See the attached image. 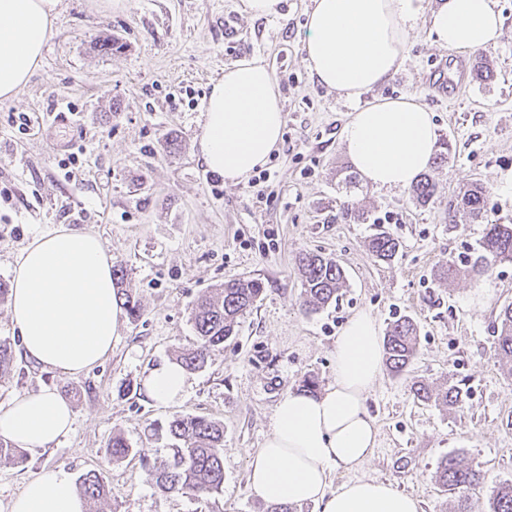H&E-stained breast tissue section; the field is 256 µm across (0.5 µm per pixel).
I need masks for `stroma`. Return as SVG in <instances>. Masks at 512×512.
<instances>
[{
    "instance_id": "1",
    "label": "stroma",
    "mask_w": 512,
    "mask_h": 512,
    "mask_svg": "<svg viewBox=\"0 0 512 512\" xmlns=\"http://www.w3.org/2000/svg\"><path fill=\"white\" fill-rule=\"evenodd\" d=\"M240 0H61L54 34L28 83L0 100V280L13 278L14 255L58 225L94 230L143 307L124 319L111 353L75 377L17 357L0 376V407L46 388L69 402L72 432L50 449L0 463V512L24 482L62 468L72 478L100 472L109 493L105 512H268L247 485L249 457L270 430L278 401L306 377L333 380L336 338L355 313L379 328L406 316L418 327L409 372L383 374L369 398L379 430L374 456L358 476L392 482L418 498L423 512H454L434 481L454 453L486 473L471 498L490 512L494 487L512 483V377L494 354L500 309L512 303V263L479 282L440 283L441 266L468 256L483 223L448 219V202L464 185L485 190L489 220L512 224V0H498L503 36L492 50L455 52L412 32L405 64L363 102L414 94L434 114L448 159L429 174L432 200L410 190L366 185L345 191L353 168L341 132L354 111L315 84L305 65L311 0H283L280 16L253 18ZM109 36V52L90 39ZM265 59L284 104L282 139L265 182L215 180L197 156L204 102L213 80L245 58ZM487 64L493 78L475 70ZM460 83L451 93L429 82L435 70ZM31 120L19 128L20 116ZM78 156L71 174L62 159ZM368 215L347 217V203ZM401 244L390 263L367 241L375 222ZM334 258L348 282L339 300L312 315L300 310L298 253ZM235 277L262 279L265 291L234 340L193 371L182 400L146 398V374L192 346V304ZM464 384L462 410L414 399L413 382ZM178 415L224 426V486L207 500L160 496L152 467L169 455L168 424ZM131 453L115 461L114 434Z\"/></svg>"
}]
</instances>
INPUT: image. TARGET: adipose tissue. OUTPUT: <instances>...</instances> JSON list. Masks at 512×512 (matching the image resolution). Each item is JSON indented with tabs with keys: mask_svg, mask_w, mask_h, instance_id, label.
I'll return each instance as SVG.
<instances>
[{
	"mask_svg": "<svg viewBox=\"0 0 512 512\" xmlns=\"http://www.w3.org/2000/svg\"><path fill=\"white\" fill-rule=\"evenodd\" d=\"M60 0H0V100L27 84L53 33ZM427 24L429 38L455 50H487L502 36L496 0H312L305 62L320 86L355 100L397 71L409 35ZM197 140L205 168L234 185L267 162L282 137L283 105L263 58L238 62L211 85ZM361 179L401 191L428 170L437 151L432 112L416 95L357 107L341 134ZM10 320L25 358L68 376L112 350L123 311L112 288V257L86 229L48 231L15 257ZM384 344L375 318L353 316L336 339L334 377L322 392H292L274 409L262 448L250 456L248 484L270 505L311 503L318 512H422L392 482L356 479L333 485L373 457L378 429L368 399L382 375ZM145 394L172 405L189 386L181 364L166 361L145 377ZM70 404L42 389L0 408V439L30 452L47 450L71 429ZM9 512H87L71 475L56 469L26 482Z\"/></svg>",
	"mask_w": 512,
	"mask_h": 512,
	"instance_id": "obj_1",
	"label": "adipose tissue"
}]
</instances>
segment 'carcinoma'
Here are the masks:
<instances>
[{
    "mask_svg": "<svg viewBox=\"0 0 512 512\" xmlns=\"http://www.w3.org/2000/svg\"><path fill=\"white\" fill-rule=\"evenodd\" d=\"M435 191L436 183L426 173L412 186L414 199L423 205L434 197ZM459 209L473 220L486 218L485 193L480 184L467 186L459 202L449 205L448 214L454 215ZM368 247L375 258L390 262L398 254L400 243L388 232L380 230L371 236ZM503 262H512V224L488 221L475 255L459 265L450 263L441 268L439 278L447 281L465 277L477 282ZM297 264L302 279L301 310L304 313L315 312L339 299L346 276L335 259L301 253ZM112 277L116 298L131 319H139L143 310L126 288V271L121 265L114 264ZM263 292L261 279L243 277L224 282L215 298H200L190 312L197 344L180 352L176 361L187 370L204 367L213 352L224 348V343L236 336L240 319L252 312ZM418 340L417 328L410 319L400 317L390 323L385 336V359L390 373L399 375L413 363ZM494 345L502 367L512 376V303L503 306L498 314ZM413 394L419 401L434 400L448 407H457L463 401L462 389L457 385L436 391L421 381L414 386ZM169 432L176 444L170 459L155 470L158 491L163 495H189L201 500L220 492L224 484L223 425L205 417L176 416L169 423ZM107 448L115 461L130 452L127 440L120 434L112 436ZM484 479L482 470L464 464L453 455L441 460L434 475L435 483L457 499L458 512H471L470 493L482 485ZM77 490L93 502L108 495L104 478L95 470L79 478ZM489 506L490 512H512V484L498 486Z\"/></svg>",
    "mask_w": 512,
    "mask_h": 512,
    "instance_id": "cac0c4a2",
    "label": "carcinoma"
}]
</instances>
